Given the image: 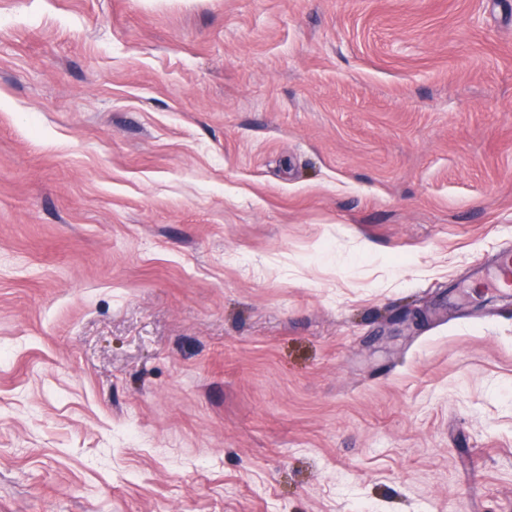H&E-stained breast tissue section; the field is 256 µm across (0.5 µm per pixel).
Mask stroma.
<instances>
[{"mask_svg": "<svg viewBox=\"0 0 512 512\" xmlns=\"http://www.w3.org/2000/svg\"><path fill=\"white\" fill-rule=\"evenodd\" d=\"M512 0H0V512H512Z\"/></svg>", "mask_w": 512, "mask_h": 512, "instance_id": "35a3bbf8", "label": "stroma"}]
</instances>
